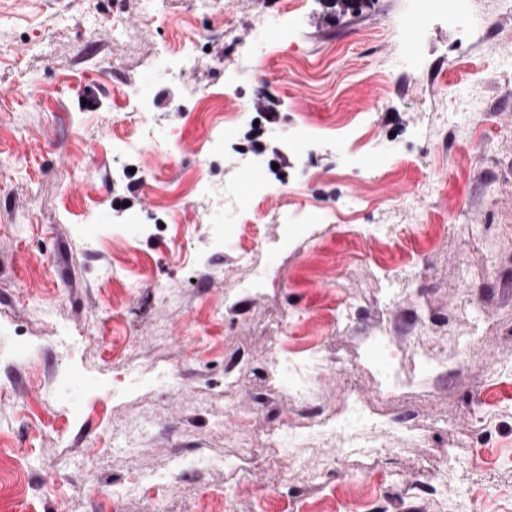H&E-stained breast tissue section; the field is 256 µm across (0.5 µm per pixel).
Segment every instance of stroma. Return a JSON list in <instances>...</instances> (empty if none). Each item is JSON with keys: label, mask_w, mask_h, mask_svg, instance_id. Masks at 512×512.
Segmentation results:
<instances>
[{"label": "stroma", "mask_w": 512, "mask_h": 512, "mask_svg": "<svg viewBox=\"0 0 512 512\" xmlns=\"http://www.w3.org/2000/svg\"><path fill=\"white\" fill-rule=\"evenodd\" d=\"M189 39L220 110L156 60ZM130 85L171 156L114 158ZM242 108L259 122L225 120ZM217 128L204 174L248 208L189 192ZM255 178L272 193L251 198ZM252 245L267 286L233 295ZM468 294L463 368L385 392L395 336L450 350ZM14 329L32 349L0 363V512H512V0H298L282 20L269 0H0V345ZM280 343L322 357L312 400L285 395ZM351 400L399 429L364 428L366 456L277 447ZM201 452L225 466L184 473ZM321 457L329 474L287 481ZM152 472L168 484L107 493Z\"/></svg>", "instance_id": "1"}]
</instances>
